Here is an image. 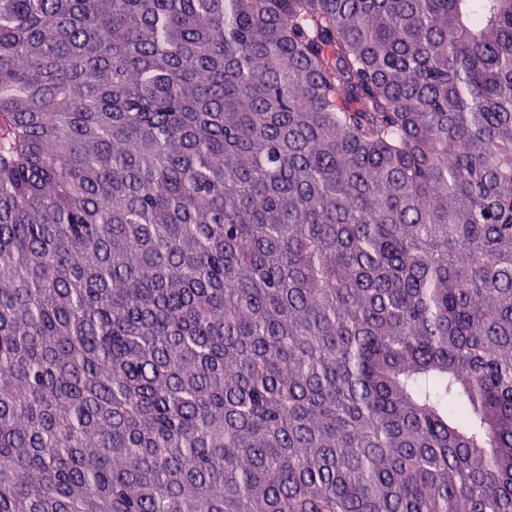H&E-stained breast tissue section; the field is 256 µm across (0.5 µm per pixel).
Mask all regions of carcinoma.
Masks as SVG:
<instances>
[{
    "mask_svg": "<svg viewBox=\"0 0 512 512\" xmlns=\"http://www.w3.org/2000/svg\"><path fill=\"white\" fill-rule=\"evenodd\" d=\"M0 512H512V0H0Z\"/></svg>",
    "mask_w": 512,
    "mask_h": 512,
    "instance_id": "1",
    "label": "carcinoma"
}]
</instances>
